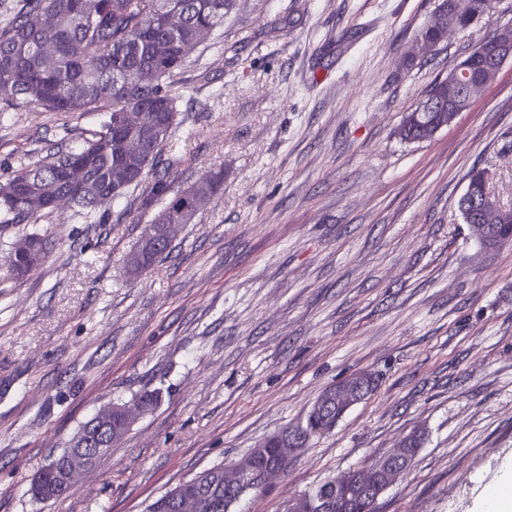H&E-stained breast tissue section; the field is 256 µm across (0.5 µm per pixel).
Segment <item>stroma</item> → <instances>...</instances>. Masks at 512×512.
<instances>
[{
	"label": "stroma",
	"instance_id": "obj_1",
	"mask_svg": "<svg viewBox=\"0 0 512 512\" xmlns=\"http://www.w3.org/2000/svg\"><path fill=\"white\" fill-rule=\"evenodd\" d=\"M438 0H234L177 77L179 181H224L170 253L133 274L132 198L86 222L65 205L0 224V512H145L184 479L297 428L328 386L374 394L302 448L240 512H284L326 478L424 435L377 512H476L512 462V244L483 247L457 210L475 167L512 204V59L432 139L399 127L512 0L415 48ZM100 113L0 102V172L78 147ZM37 233L23 279L12 246ZM160 403L61 497L30 487L115 402ZM30 245L32 247H36V248L44 251V255H43L41 261L36 265V266H39L45 259L46 254L48 253V250H46V242L39 235L29 234V235L23 236V237L19 238L16 242L13 243L12 248H14L16 250V252H18L22 249L23 246H30ZM16 252H14L12 254V270L14 272V275L16 277L20 278V277H24V276L28 275L35 268V265L29 266L28 270L25 271L26 265L24 262L19 263L17 261L16 256H18V255L16 254Z\"/></svg>",
	"mask_w": 512,
	"mask_h": 512
}]
</instances>
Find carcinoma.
<instances>
[{"instance_id":"1","label":"carcinoma","mask_w":512,"mask_h":512,"mask_svg":"<svg viewBox=\"0 0 512 512\" xmlns=\"http://www.w3.org/2000/svg\"><path fill=\"white\" fill-rule=\"evenodd\" d=\"M232 0H20L16 13L0 28V83L11 87L10 101L40 106L48 112H102L98 130L85 143L67 151L57 150L43 160L21 164L0 176V222L23 224L47 215L53 201L70 198L77 213L88 215L98 210L103 198L135 197L137 210L147 213L156 204L177 210L174 204L182 188L175 186L183 159L177 138L179 95L173 89L176 72L186 65V44L205 42L224 24ZM51 15L54 24L43 25ZM49 42L56 52V64L44 66L39 43ZM135 108L164 124L162 140L148 144L143 153L127 154L122 142L126 135L123 113ZM448 111V99L441 84L433 81L423 98L408 111L399 135L407 142L422 139L419 125L411 122L415 113L425 120ZM89 161L84 184L71 190L65 168L71 163ZM487 169L468 174L466 188L458 200V210L466 224H485L477 232L481 244L489 249L512 243V207L505 216L483 213L479 201ZM223 183V173L210 171L188 186L198 199L190 212L175 218L190 224ZM169 245L149 246L141 237L135 251L142 262L133 271L153 266ZM122 405H114L110 429L118 443L128 429ZM346 406L336 400L331 387V403L324 411L310 409L302 433L306 437L330 432L343 417ZM267 447L253 448L240 459L245 469L243 482L231 490L224 487L222 467L180 482V491L190 502L189 512H236L235 506L247 494L260 493L257 478L274 463L282 448L277 436L266 439ZM301 512H375L354 484L340 490L329 478L296 499Z\"/></svg>"}]
</instances>
